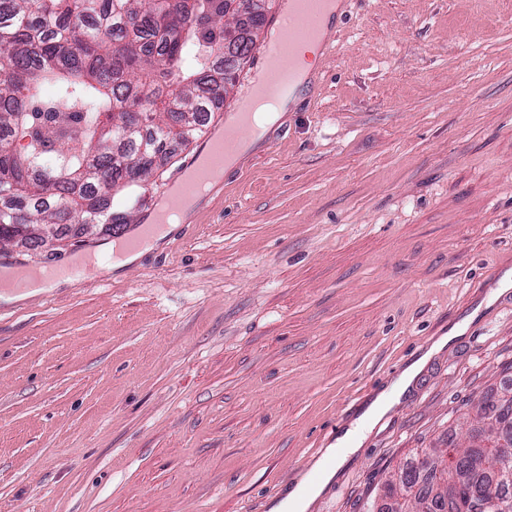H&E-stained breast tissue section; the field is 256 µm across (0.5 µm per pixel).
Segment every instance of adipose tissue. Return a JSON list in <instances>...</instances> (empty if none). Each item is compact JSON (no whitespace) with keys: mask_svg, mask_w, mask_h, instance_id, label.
I'll list each match as a JSON object with an SVG mask.
<instances>
[{"mask_svg":"<svg viewBox=\"0 0 512 512\" xmlns=\"http://www.w3.org/2000/svg\"><path fill=\"white\" fill-rule=\"evenodd\" d=\"M452 339L453 336L449 333L440 336L387 390L378 394L361 416L337 439L335 446L325 450L313 468V477L305 478L296 484L284 499L272 506L271 512H307L314 498L337 475L346 459L361 447L366 432L371 430L391 406L411 389L431 357L438 354Z\"/></svg>","mask_w":512,"mask_h":512,"instance_id":"obj_1","label":"adipose tissue"}]
</instances>
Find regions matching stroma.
<instances>
[{
  "instance_id": "1",
  "label": "stroma",
  "mask_w": 512,
  "mask_h": 512,
  "mask_svg": "<svg viewBox=\"0 0 512 512\" xmlns=\"http://www.w3.org/2000/svg\"><path fill=\"white\" fill-rule=\"evenodd\" d=\"M336 51L158 249L0 303V512H269L461 334L310 512H367L512 377V0H346ZM199 144L130 207L150 220ZM21 250L68 265L101 243Z\"/></svg>"
}]
</instances>
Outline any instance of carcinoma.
Returning a JSON list of instances; mask_svg holds the SVG:
<instances>
[{"instance_id":"obj_1","label":"carcinoma","mask_w":512,"mask_h":512,"mask_svg":"<svg viewBox=\"0 0 512 512\" xmlns=\"http://www.w3.org/2000/svg\"><path fill=\"white\" fill-rule=\"evenodd\" d=\"M262 0L244 15L224 0H0V238L38 241L36 230L68 238L74 224L112 232L126 224L112 212L105 187H140L156 173L129 163L143 145L162 165L178 142L174 120L192 138L203 117L224 106L231 76L246 63L268 20ZM46 82L56 97L40 96ZM28 139L22 151L15 143ZM486 425L480 443L461 448L448 438L427 469L420 452L387 481L385 512H492L495 497L512 494V378L482 397L461 428Z\"/></svg>"}]
</instances>
